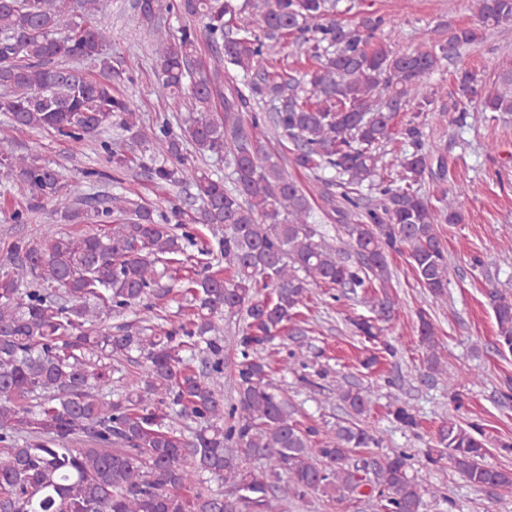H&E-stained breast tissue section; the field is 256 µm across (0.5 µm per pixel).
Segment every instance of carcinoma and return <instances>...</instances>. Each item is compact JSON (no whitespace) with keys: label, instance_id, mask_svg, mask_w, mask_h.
Returning a JSON list of instances; mask_svg holds the SVG:
<instances>
[{"label":"carcinoma","instance_id":"carcinoma-1","mask_svg":"<svg viewBox=\"0 0 512 512\" xmlns=\"http://www.w3.org/2000/svg\"><path fill=\"white\" fill-rule=\"evenodd\" d=\"M100 0H0V170L39 200L60 204L67 223L96 224L81 236L45 224L39 240H16L0 263V512H286L288 501L321 495L373 506V512H420L439 490L409 474L412 454L383 447L364 424L371 391L336 377V399L347 418L321 437L303 424L270 375L265 356L284 341L286 369L316 387L312 349L300 320L310 288L325 284L340 301L363 295L370 316L349 320L357 336L376 339L395 314L388 257L406 253L417 283L435 300L448 288V255L439 225L457 224L459 193L435 198L418 185L431 170L419 123L394 129L405 106L432 111L426 79L478 43L481 32L512 22V0H473L475 23L451 27L430 49L398 53L379 38L383 16L365 11L348 25L335 18L339 0H137V22L152 33L157 92L181 113L179 131L157 116L143 164L147 176L188 185L202 201L191 218L211 238L187 231L186 212L172 198L159 210L123 193L93 201L67 185L52 162L11 146L20 133L43 131L82 141L121 120L139 132L136 99L79 69L93 62L112 71L111 35L96 21ZM248 8L258 29L237 23ZM181 17L177 28L168 19ZM319 62L299 78L288 67L243 86L265 62L282 63L285 40ZM215 65L198 78L189 70L201 43ZM458 99L469 112L512 113V62L502 65L494 90L479 94L477 75L456 70ZM221 103L223 111L215 110ZM270 123L278 140L294 144L293 163L313 177L305 188L280 156L255 145L252 130ZM404 149L381 173L379 149L393 136ZM189 145L224 159L230 181L184 163ZM112 172L129 169L125 148L100 142ZM346 218L344 236L313 225V193L334 202ZM197 252L221 264L196 269ZM184 269L180 288L161 287ZM180 297L178 319L156 311L154 300ZM498 342L512 350V297L495 293ZM134 313L136 326L113 332L107 318ZM242 330L224 336V316ZM425 349L421 378L455 393L459 375L441 361L431 315L417 312ZM235 356L236 396L226 403L224 353ZM141 368L137 384L114 393L124 363ZM388 414L413 431V409L398 396ZM191 421L185 432L175 418ZM80 442L81 448L70 444ZM442 461L483 491L512 487V471L484 461L477 424L454 413L439 425ZM215 482L218 490L207 487Z\"/></svg>","mask_w":512,"mask_h":512}]
</instances>
